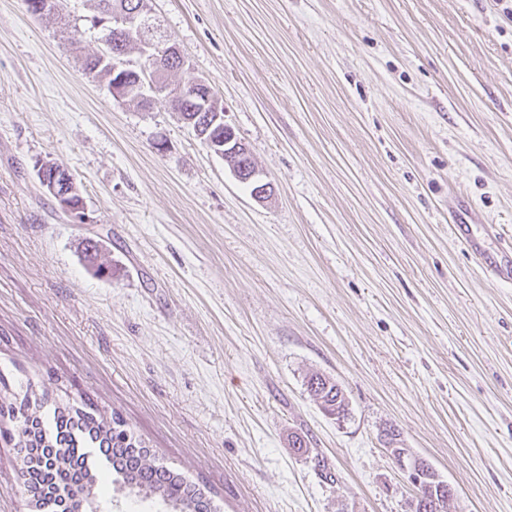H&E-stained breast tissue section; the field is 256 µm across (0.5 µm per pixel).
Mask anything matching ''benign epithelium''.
Here are the masks:
<instances>
[{
	"mask_svg": "<svg viewBox=\"0 0 512 512\" xmlns=\"http://www.w3.org/2000/svg\"><path fill=\"white\" fill-rule=\"evenodd\" d=\"M29 12L34 16H46L56 9V0H27ZM100 27L112 29V38L122 46L127 43L136 45L138 58H120L100 51L99 66L110 70L112 77V96L117 100L130 97L140 92V98L151 104L156 96L166 94V99L195 104L197 113L184 114L183 120L195 131L211 130L213 127L224 128L230 132L226 137H208V148L213 153L226 158H234L232 171L236 178H241L240 169L235 159L241 155H249L244 143L231 134V128L224 123V112L213 106L210 87L204 80H195L176 86H161L162 70L159 62L162 59L173 64L175 68L184 66V57L177 45L155 26L150 12L143 6L116 10L112 14L101 15L96 19ZM37 176L42 184L61 208L68 214L78 213L75 209L76 184L69 173L63 168L50 163H42L37 168ZM396 466L407 474L410 483L419 487L427 479V472L422 468V458L409 452L406 448L390 449Z\"/></svg>",
	"mask_w": 512,
	"mask_h": 512,
	"instance_id": "benign-epithelium-1",
	"label": "benign epithelium"
}]
</instances>
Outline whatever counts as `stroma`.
Instances as JSON below:
<instances>
[{"instance_id": "1", "label": "stroma", "mask_w": 512, "mask_h": 512, "mask_svg": "<svg viewBox=\"0 0 512 512\" xmlns=\"http://www.w3.org/2000/svg\"><path fill=\"white\" fill-rule=\"evenodd\" d=\"M0 0V377L117 412L222 512H512V0H148L273 191L82 61L92 0ZM164 149H156V142ZM72 174L65 213L36 164ZM335 380L348 420L307 391ZM0 421V512H30ZM307 434L328 484L289 445ZM454 228L458 239L464 241L469 250L475 256L479 257V259L491 266L498 274H503V270L500 265L498 266L497 264H493L491 261H488L487 255L481 242L469 233V229L465 226V224H455ZM390 455L398 469L407 474L410 483L414 487H420L422 481L425 479H432V477L428 478V476H426L428 472L422 468L423 459L410 453L407 448L391 449Z\"/></svg>"}]
</instances>
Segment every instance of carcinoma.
<instances>
[{
    "mask_svg": "<svg viewBox=\"0 0 512 512\" xmlns=\"http://www.w3.org/2000/svg\"><path fill=\"white\" fill-rule=\"evenodd\" d=\"M308 389L323 408L348 415L342 388L320 374L311 376ZM48 396L28 386L23 397L10 403L0 399V418L15 427L17 453L22 455L21 485L46 512L92 508L104 478L95 467L84 468L81 455L88 448H103L112 466L111 485L137 496L162 502L167 512H214L212 498L181 473L156 463L155 454L119 416L107 418L91 402L74 405L57 401L47 409Z\"/></svg>",
    "mask_w": 512,
    "mask_h": 512,
    "instance_id": "cac0c4a2",
    "label": "carcinoma"
}]
</instances>
